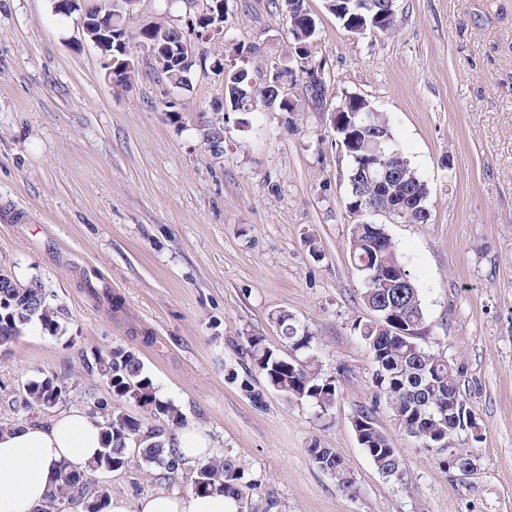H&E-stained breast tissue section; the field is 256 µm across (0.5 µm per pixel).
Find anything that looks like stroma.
I'll return each mask as SVG.
<instances>
[{"label":"stroma","mask_w":512,"mask_h":512,"mask_svg":"<svg viewBox=\"0 0 512 512\" xmlns=\"http://www.w3.org/2000/svg\"><path fill=\"white\" fill-rule=\"evenodd\" d=\"M305 6L323 99L298 84L294 115L225 113L217 155L196 117L223 99L236 47H254L249 66L262 73L288 46L272 0H230L222 33L195 39L197 64L176 91L136 47L129 87L112 88L76 17L55 14L52 0H0V207L19 216L0 221V269L39 280L58 323H32L0 350V425L53 417L22 401L46 376L68 382L63 408L143 416L86 369L122 346L183 426L206 429L255 483L249 512H512V0H397L387 33L348 31L324 0ZM188 13L183 0H136L124 24L183 29ZM347 95L386 116L429 186L426 222L385 228L420 291L421 344L460 370L477 425L456 442L475 462L466 476L444 469L376 396L355 328L371 313L348 251L350 160L330 122ZM88 276L120 312L90 298ZM281 312L318 338L337 386L329 417L250 369L247 337L282 348ZM364 407L403 481L358 444L352 420ZM315 447L336 449L355 494L312 462ZM195 469L149 470L133 457L94 478L135 499L189 491Z\"/></svg>","instance_id":"1"}]
</instances>
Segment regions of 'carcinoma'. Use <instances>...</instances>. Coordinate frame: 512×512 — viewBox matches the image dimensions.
<instances>
[{"label": "carcinoma", "instance_id": "cac0c4a2", "mask_svg": "<svg viewBox=\"0 0 512 512\" xmlns=\"http://www.w3.org/2000/svg\"><path fill=\"white\" fill-rule=\"evenodd\" d=\"M337 18L348 29L361 22L377 20L379 30H390L394 19L388 12V0H374L375 9L367 11L356 6L355 0H335ZM292 34V42L279 61L297 58L303 46L310 45L312 21L299 13L285 16ZM186 39L185 32L169 23H156L135 35L127 31L112 34V57L121 61L124 43L132 40L146 45L161 56L159 66L167 81L182 89L197 62H188L169 51L172 41ZM251 47L235 49L238 61L225 71L224 101L219 112L249 114L259 108L272 107L276 112H296L297 104L288 101L271 102V89L262 83H251L253 74L248 68ZM339 118L345 121L340 138H350L354 144L351 160L348 206L362 208L368 198L378 210L393 211L392 217L408 222L422 223L427 218V181L411 166L402 153L391 127L381 113L373 114L360 106L358 97L347 96L338 105ZM377 155L396 167V175L384 189L366 179L359 172L356 156ZM371 224H355L352 228L349 250L354 270L362 279V299L374 307V318L356 324L367 344L374 364V384L399 425L415 437L423 448L448 466V438L458 439L464 430L473 429V418L462 398L458 370L442 354L420 344L425 332V310L414 280L399 288L390 277V270L403 263L393 241L380 245ZM34 321L45 329H57L54 308L48 301L41 282L31 280L22 284L13 276L0 272V347L13 343ZM403 325L405 335H393L394 322ZM275 323L289 353L281 354L267 348L259 336L247 337L248 355L253 368L263 376L267 387L283 397L307 403L317 415L325 417L336 403V383L322 372L316 337L304 324L290 314H279ZM87 370L96 372L111 383L112 392L119 398L140 402L153 415L154 422L123 412L103 417L104 444L87 472H76L60 466L57 484L50 491L40 512H63V505L84 499L104 505L111 489L96 482L92 474L106 468L115 471L127 464L132 448L148 468L159 467L174 472L182 459L170 448L171 436L180 425L181 414L173 405L153 396L152 383L136 354L123 347H114L98 355ZM68 384L55 377L34 380L25 387L26 406L49 409L63 401ZM455 404L465 428L448 429V405ZM368 435L365 454L388 479L403 481L404 471L389 438L378 428L373 412L357 411ZM312 461L330 474L337 486L351 492L355 481L333 448H309ZM251 483L244 481L243 470L231 457L214 456L199 464L193 477V490L206 493L222 491L240 501L248 497Z\"/></svg>", "mask_w": 512, "mask_h": 512}]
</instances>
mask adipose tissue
<instances>
[{
    "instance_id": "obj_1",
    "label": "adipose tissue",
    "mask_w": 512,
    "mask_h": 512,
    "mask_svg": "<svg viewBox=\"0 0 512 512\" xmlns=\"http://www.w3.org/2000/svg\"><path fill=\"white\" fill-rule=\"evenodd\" d=\"M103 420L62 410L46 424L22 422L0 430V512H38L59 466L87 470L102 448ZM106 512H239L222 492H160L109 499Z\"/></svg>"
}]
</instances>
